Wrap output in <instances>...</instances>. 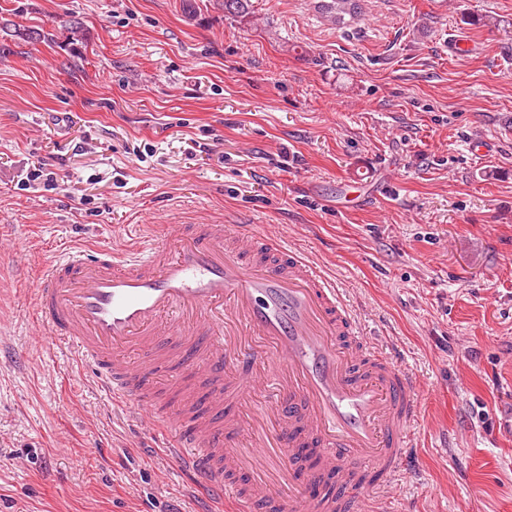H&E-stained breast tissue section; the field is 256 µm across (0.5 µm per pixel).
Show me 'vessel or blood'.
<instances>
[{"label": "vessel or blood", "instance_id": "vessel-or-blood-1", "mask_svg": "<svg viewBox=\"0 0 512 512\" xmlns=\"http://www.w3.org/2000/svg\"><path fill=\"white\" fill-rule=\"evenodd\" d=\"M38 323L145 433L172 426L170 466L231 512H375L414 446L420 391L366 353L335 283L273 235L172 224L124 250H58ZM266 402L250 418L254 389ZM314 456V469L304 459Z\"/></svg>", "mask_w": 512, "mask_h": 512}]
</instances>
